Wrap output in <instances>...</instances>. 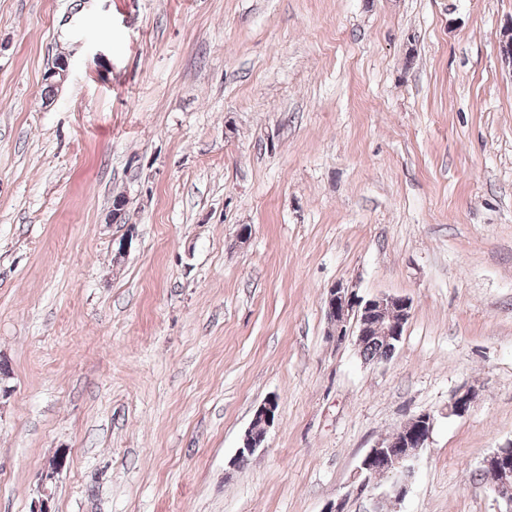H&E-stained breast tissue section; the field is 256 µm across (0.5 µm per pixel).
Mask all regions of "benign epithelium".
I'll return each mask as SVG.
<instances>
[{"label":"benign epithelium","mask_w":512,"mask_h":512,"mask_svg":"<svg viewBox=\"0 0 512 512\" xmlns=\"http://www.w3.org/2000/svg\"><path fill=\"white\" fill-rule=\"evenodd\" d=\"M411 308V302L405 297L381 295L365 302L340 282L332 285L326 296V316L334 326L332 335L336 336L338 343L350 335L355 337L358 345L370 336L387 344L399 342ZM478 397V389L463 387L448 403V415H465ZM276 405L277 399L269 398L255 409L233 465L245 462L263 445L269 428L275 422ZM433 428L434 417L427 412L420 413L406 421L399 432L370 448L359 467L364 482L386 477L391 480L390 496L395 500L404 498L414 474L413 462L417 451L426 447ZM480 468L491 471L494 476L491 491L512 512V457L496 449L483 458Z\"/></svg>","instance_id":"1"}]
</instances>
